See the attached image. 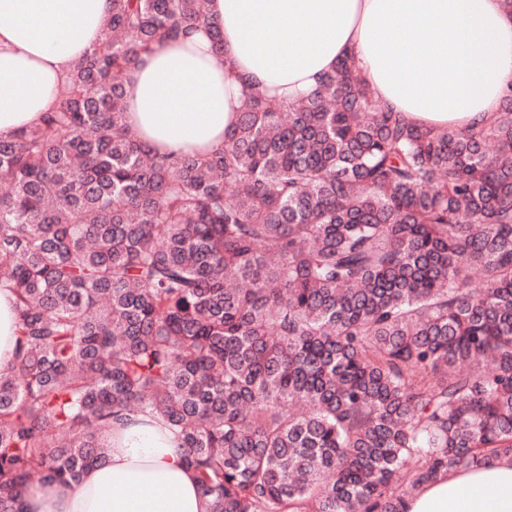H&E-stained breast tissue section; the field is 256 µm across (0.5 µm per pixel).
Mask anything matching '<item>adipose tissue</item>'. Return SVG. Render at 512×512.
I'll use <instances>...</instances> for the list:
<instances>
[{"label":"adipose tissue","instance_id":"1","mask_svg":"<svg viewBox=\"0 0 512 512\" xmlns=\"http://www.w3.org/2000/svg\"><path fill=\"white\" fill-rule=\"evenodd\" d=\"M210 22L163 38L126 86L132 136L162 153L224 146L246 85L281 101L351 57L375 96L424 126H481L512 88L503 0H209ZM110 0H0V139L36 126L74 63L102 39ZM224 35L216 45L214 31ZM12 291L0 286V370L16 359ZM79 483L38 484L23 512H206L172 433L143 416L113 434ZM402 512H512V459L440 475Z\"/></svg>","mask_w":512,"mask_h":512}]
</instances>
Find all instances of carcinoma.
<instances>
[{"instance_id":"obj_1","label":"carcinoma","mask_w":512,"mask_h":512,"mask_svg":"<svg viewBox=\"0 0 512 512\" xmlns=\"http://www.w3.org/2000/svg\"><path fill=\"white\" fill-rule=\"evenodd\" d=\"M208 2L111 0L58 105L0 140V512L132 415L176 435L207 512H400L512 459V93L427 128L344 59L251 95L218 152L154 153L126 79ZM12 291L0 286V370L8 369L16 359V313Z\"/></svg>"}]
</instances>
